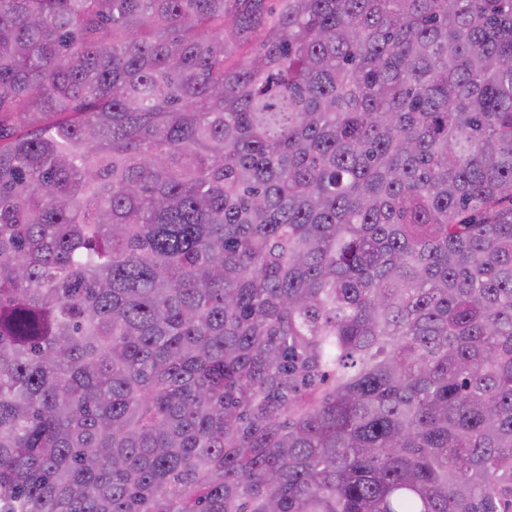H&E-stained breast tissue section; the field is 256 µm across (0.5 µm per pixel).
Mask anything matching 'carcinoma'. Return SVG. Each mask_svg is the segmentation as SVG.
Returning a JSON list of instances; mask_svg holds the SVG:
<instances>
[{
  "mask_svg": "<svg viewBox=\"0 0 512 512\" xmlns=\"http://www.w3.org/2000/svg\"><path fill=\"white\" fill-rule=\"evenodd\" d=\"M0 512H512V0H0Z\"/></svg>",
  "mask_w": 512,
  "mask_h": 512,
  "instance_id": "cac0c4a2",
  "label": "carcinoma"
}]
</instances>
